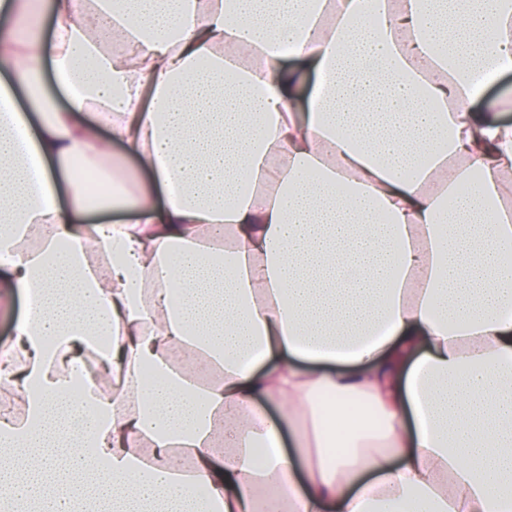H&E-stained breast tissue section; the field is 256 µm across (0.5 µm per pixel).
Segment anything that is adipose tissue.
I'll use <instances>...</instances> for the list:
<instances>
[{
    "instance_id": "1",
    "label": "adipose tissue",
    "mask_w": 512,
    "mask_h": 512,
    "mask_svg": "<svg viewBox=\"0 0 512 512\" xmlns=\"http://www.w3.org/2000/svg\"><path fill=\"white\" fill-rule=\"evenodd\" d=\"M509 71L512 0H0V512H512ZM25 310L24 302L17 296H14L12 302L11 315L8 317L0 316V352L10 348L14 341V320Z\"/></svg>"
}]
</instances>
